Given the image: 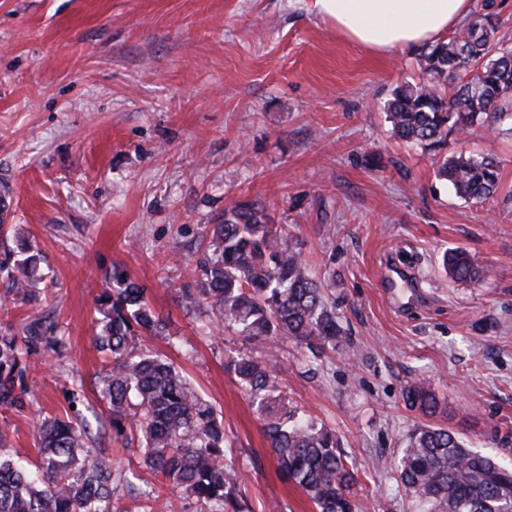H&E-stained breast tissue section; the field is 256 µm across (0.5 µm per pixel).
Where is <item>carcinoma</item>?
Masks as SVG:
<instances>
[{"label": "carcinoma", "mask_w": 512, "mask_h": 512, "mask_svg": "<svg viewBox=\"0 0 512 512\" xmlns=\"http://www.w3.org/2000/svg\"><path fill=\"white\" fill-rule=\"evenodd\" d=\"M490 14L473 19L423 52L427 78L394 92L387 113L404 141L430 150L455 134L480 127L512 133V47L500 45ZM438 176L455 193L481 201L499 186L491 156L455 152L439 161ZM208 246L193 260V293L210 311V326L258 342L267 356L240 354L230 362L238 382L264 422L280 471L314 504L316 512H358L352 488L357 475L337 451L331 429L288 403L272 372L277 344L292 338L312 346H336L342 329L336 307L285 226L266 224L253 201H237L208 225ZM442 265L455 281L478 276L470 253L447 250ZM37 256L26 246L0 252L3 299L36 297ZM101 315L96 346L107 360L98 376L107 404L106 422L126 438L122 450L203 512H245L235 496L238 474L224 463V425L173 364L140 346L139 337L163 336L166 321L147 304L143 289L122 278L97 299ZM24 336H0V406L23 408L30 390L25 357L44 348L61 354L62 342L46 335L38 318ZM405 403L425 415L436 412L434 391L409 386ZM138 433L136 440L127 431ZM36 459L0 455V512H112L124 493L131 512H153L111 453L87 446L85 429L70 419L45 418ZM397 475L421 512H512V466L467 448L444 428H417L402 449Z\"/></svg>", "instance_id": "cac0c4a2"}]
</instances>
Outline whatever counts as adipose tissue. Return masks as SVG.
I'll use <instances>...</instances> for the list:
<instances>
[{
    "label": "adipose tissue",
    "mask_w": 512,
    "mask_h": 512,
    "mask_svg": "<svg viewBox=\"0 0 512 512\" xmlns=\"http://www.w3.org/2000/svg\"><path fill=\"white\" fill-rule=\"evenodd\" d=\"M316 12L347 39L380 54L447 37L472 0H314Z\"/></svg>",
    "instance_id": "obj_1"
}]
</instances>
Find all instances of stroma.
Segmentation results:
<instances>
[{"label":"stroma","mask_w":512,"mask_h":512,"mask_svg":"<svg viewBox=\"0 0 512 512\" xmlns=\"http://www.w3.org/2000/svg\"><path fill=\"white\" fill-rule=\"evenodd\" d=\"M314 0H0V182L9 241L39 253L45 291L0 312V335L43 318L62 356L27 360L32 404L0 407L11 454L34 458L40 419L84 420L89 445L120 448L105 423L95 344L98 296L122 274L168 319L166 356L224 423L225 456L247 512H314L283 481L229 362L261 355L234 333L205 334L186 268L207 224L235 200L287 225L336 301L345 341L288 340L274 374L292 405L334 430L360 512H419L395 462L417 426L512 461V136L478 131L463 148L494 155L501 185L467 202L436 175L448 146L397 138L386 107L419 82L422 51L379 55L321 19ZM470 252L476 281L442 267ZM399 250L419 290L391 299L383 260ZM170 335V336H171ZM429 383L440 409L410 410ZM81 393L69 405L72 390Z\"/></svg>","instance_id":"35a3bbf8"}]
</instances>
